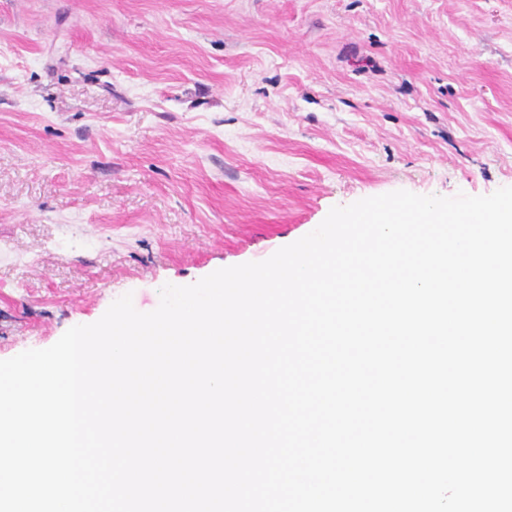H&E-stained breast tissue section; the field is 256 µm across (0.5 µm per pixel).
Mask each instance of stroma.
Segmentation results:
<instances>
[{
  "mask_svg": "<svg viewBox=\"0 0 512 512\" xmlns=\"http://www.w3.org/2000/svg\"><path fill=\"white\" fill-rule=\"evenodd\" d=\"M512 186V0H0V360L329 210Z\"/></svg>",
  "mask_w": 512,
  "mask_h": 512,
  "instance_id": "35a3bbf8",
  "label": "stroma"
}]
</instances>
